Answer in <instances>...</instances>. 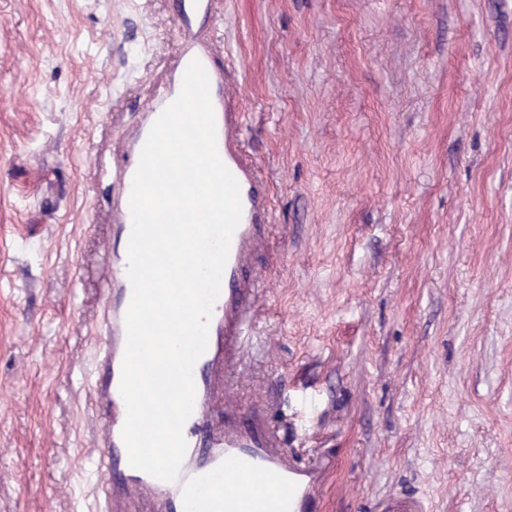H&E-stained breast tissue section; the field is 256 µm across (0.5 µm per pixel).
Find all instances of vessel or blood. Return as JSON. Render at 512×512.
Instances as JSON below:
<instances>
[{"mask_svg":"<svg viewBox=\"0 0 512 512\" xmlns=\"http://www.w3.org/2000/svg\"><path fill=\"white\" fill-rule=\"evenodd\" d=\"M211 4L179 0L174 22L181 52L145 101L139 124L126 134L120 159L101 166L112 179V252L102 291L104 317L96 328L97 350L85 387L101 430L87 474L101 512L140 502L150 503L152 512H241L243 497L257 482L280 490L270 512H316L321 471L289 451L287 433L266 412L239 405L229 392L230 374L245 356L262 295L254 259L269 240L273 208L270 184L245 146V114L233 90L237 69L229 60L217 64L210 40L193 28L196 16L209 13ZM195 60L209 77L217 150L239 183L242 214L212 307L207 348L193 369L195 402L183 428L187 450L177 479L167 482L131 467L121 436L126 407L119 385L132 298L130 194L150 129L179 95L183 75Z\"/></svg>","mask_w":512,"mask_h":512,"instance_id":"vessel-or-blood-1","label":"vessel or blood"}]
</instances>
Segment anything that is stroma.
I'll return each instance as SVG.
<instances>
[{"label": "stroma", "mask_w": 512, "mask_h": 512, "mask_svg": "<svg viewBox=\"0 0 512 512\" xmlns=\"http://www.w3.org/2000/svg\"><path fill=\"white\" fill-rule=\"evenodd\" d=\"M176 0H0V512H92L112 158ZM275 224L232 396L324 512H512V0H213Z\"/></svg>", "instance_id": "obj_1"}]
</instances>
